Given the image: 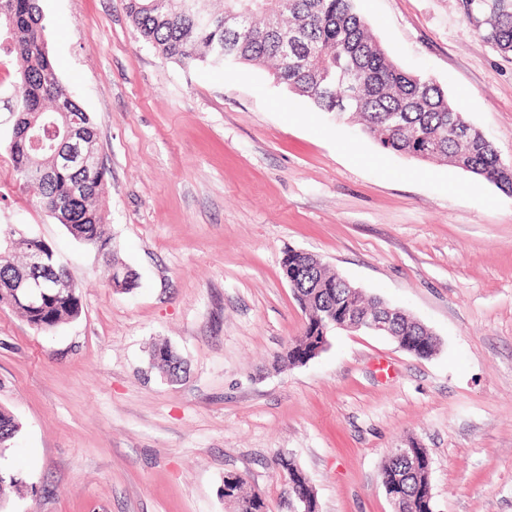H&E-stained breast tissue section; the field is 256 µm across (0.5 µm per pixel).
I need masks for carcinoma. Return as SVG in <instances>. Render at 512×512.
<instances>
[{
  "mask_svg": "<svg viewBox=\"0 0 512 512\" xmlns=\"http://www.w3.org/2000/svg\"><path fill=\"white\" fill-rule=\"evenodd\" d=\"M493 21L477 28L484 40L503 54H512V8L506 0H491ZM128 18L142 39L163 58L189 64L206 62L223 68L231 63L263 65L273 62L272 75L289 92L308 99L319 112L337 123L361 126L362 132L382 150L416 161H443L493 183L512 195V165L505 164L492 142L466 114L448 99L444 89L430 78L397 66L370 33L356 0H224V12L214 13L198 3L183 12L178 0H127ZM242 11L248 30L235 34L224 29V13ZM279 29L299 33L291 52H281ZM0 52L15 57L17 80L14 98L18 118L12 126L9 150L16 179L31 203L54 215L58 223L81 244L107 255L108 282L116 291L128 292L136 275L117 255L108 230V217L97 201L105 193L108 171L93 166L75 171L59 164L58 155L68 148L62 141L68 128L83 133L84 147L96 153L97 137L88 112L74 92L58 78L44 40L39 0H0ZM85 184L79 197L72 196L78 182ZM12 247L0 251V305L19 310L34 328L49 332L78 318L81 298L67 270L49 290L51 298L35 312L11 293L14 282L26 273L28 253L45 254V275L58 265L54 251L42 240L29 237L14 224L0 225V240ZM299 287L294 295L306 323L301 336L290 341L289 361L309 355L315 347L316 329L333 324L340 309L363 314L388 307L381 298L346 285L311 255L302 257ZM391 336L412 337L416 353L427 358L437 337L421 322L404 312L395 317ZM151 363L171 381L185 373L184 362L169 345L155 347ZM20 430L13 415L0 410V451ZM276 468L288 476L294 498L314 502V489L291 459L277 455ZM400 464L385 459L382 485L399 475ZM23 483L14 473L0 471V510L7 490ZM422 476L406 479L401 490V512H428ZM235 512H265L262 497L244 488V482L224 492Z\"/></svg>",
  "mask_w": 512,
  "mask_h": 512,
  "instance_id": "1",
  "label": "carcinoma"
}]
</instances>
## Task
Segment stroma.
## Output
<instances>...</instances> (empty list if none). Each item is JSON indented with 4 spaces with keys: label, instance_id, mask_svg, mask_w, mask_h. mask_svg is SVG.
Here are the masks:
<instances>
[{
    "label": "stroma",
    "instance_id": "35a3bbf8",
    "mask_svg": "<svg viewBox=\"0 0 512 512\" xmlns=\"http://www.w3.org/2000/svg\"><path fill=\"white\" fill-rule=\"evenodd\" d=\"M57 74L90 113L108 168L101 205L138 286L35 208L12 170L0 54V224L50 243L82 313L40 332L0 306V408L21 431L8 512H234L227 475L269 512H392L390 449L428 450L435 512H512V196L441 163L382 152L278 86L267 68L163 59L126 0H41ZM403 69L435 80L512 164V58L459 0H359ZM313 254L422 322L437 353L338 330L306 364L275 367L305 315L284 278ZM168 343L187 376L151 368ZM273 464L288 476V484L294 498L296 500H299V498L302 497L308 498L310 505L313 507L315 495L314 489L306 475L298 468L294 461L279 454L273 460Z\"/></svg>",
    "mask_w": 512,
    "mask_h": 512
}]
</instances>
